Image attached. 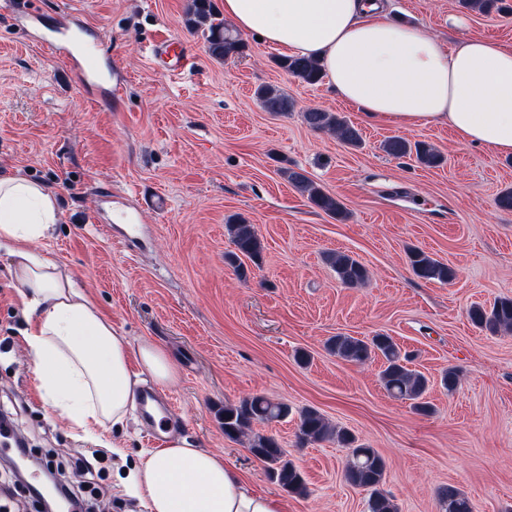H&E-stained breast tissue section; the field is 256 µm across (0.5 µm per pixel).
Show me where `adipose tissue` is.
<instances>
[{
    "label": "adipose tissue",
    "instance_id": "obj_1",
    "mask_svg": "<svg viewBox=\"0 0 512 512\" xmlns=\"http://www.w3.org/2000/svg\"><path fill=\"white\" fill-rule=\"evenodd\" d=\"M237 30L315 59L342 98L368 118L405 127L447 124L464 143L512 156V49L464 37L445 49L419 28L387 22L376 0H224ZM58 222L53 195L0 177V245L31 319L25 343L45 404L90 433L122 426L141 375L177 380L164 349L131 345L71 276L34 248ZM146 512H285L249 489L222 457L170 439L140 451L126 480Z\"/></svg>",
    "mask_w": 512,
    "mask_h": 512
}]
</instances>
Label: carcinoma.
Segmentation results:
<instances>
[{
  "mask_svg": "<svg viewBox=\"0 0 512 512\" xmlns=\"http://www.w3.org/2000/svg\"><path fill=\"white\" fill-rule=\"evenodd\" d=\"M186 24L205 36L208 53L216 60H223L242 48L238 36L232 34L224 27V21L216 17L211 0H191V6L186 13ZM279 66L289 75L310 85L320 82L323 78L320 64L311 58L288 56L279 61ZM258 97L269 112L287 113L292 109L288 97L278 90L264 87L258 91ZM302 119L313 130L336 133L350 146L358 147L362 144L359 130L332 112L309 108L302 113ZM383 150L399 159L413 155L419 164L426 167H435L442 162V156L428 144L412 143L398 135L387 138ZM285 174L288 181L306 194L316 208L333 216L340 217L344 214L340 201L324 192L305 175L292 169L286 170ZM228 230L236 248V252L230 255L229 262L242 271L244 267L241 264V257L244 256L254 262L261 258V240L253 225L244 219L232 221L228 225ZM408 257L414 274L421 279L446 283L453 277L451 268L421 250H410ZM327 260L345 286L361 285L368 278V271L364 265L347 254L332 253L327 256ZM469 318L476 327L492 334L510 330L512 298L500 299L489 308L474 306L469 311ZM328 349L336 356L354 363L363 364L377 358L382 359L380 380L385 390L394 398L412 402L413 409L418 413H431V406L424 401L428 379L409 368L411 355L402 351L391 337L376 335L364 340L337 335L329 340ZM290 413L291 408L287 404L256 395L237 404L224 405L220 410L219 419L222 420L224 436L232 440L251 436L250 452L267 465L270 479L284 490L300 495L306 492L300 471L285 458L284 450L274 438L253 433L255 425L285 419ZM296 436L298 442L302 444L330 437L336 439V442L348 449L351 455L345 472L347 481L354 486L372 490L369 512H398L394 500L380 488L385 477V462L375 449L357 443L349 431L332 427L313 409L300 412ZM440 500L443 512H473L468 497L456 488L443 489Z\"/></svg>",
  "mask_w": 512,
  "mask_h": 512,
  "instance_id": "carcinoma-1",
  "label": "carcinoma"
}]
</instances>
